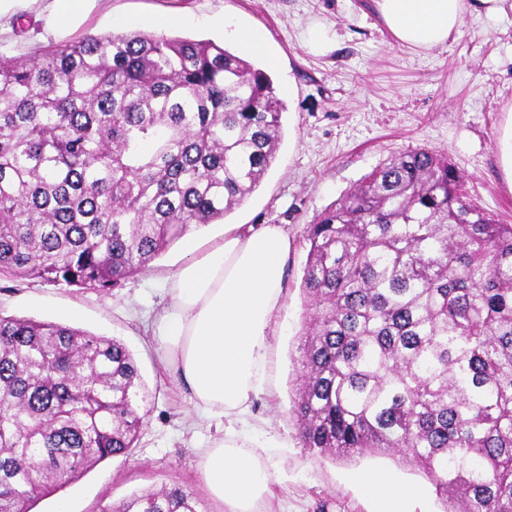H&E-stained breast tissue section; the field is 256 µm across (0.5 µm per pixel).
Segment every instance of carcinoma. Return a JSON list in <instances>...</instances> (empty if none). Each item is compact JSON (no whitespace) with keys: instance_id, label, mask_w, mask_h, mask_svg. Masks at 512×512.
Masks as SVG:
<instances>
[{"instance_id":"obj_1","label":"carcinoma","mask_w":512,"mask_h":512,"mask_svg":"<svg viewBox=\"0 0 512 512\" xmlns=\"http://www.w3.org/2000/svg\"><path fill=\"white\" fill-rule=\"evenodd\" d=\"M268 74L140 31L0 55V277L106 292L261 184L282 140ZM429 149L307 227L293 415L339 460L402 454L445 512H512V224ZM114 338L0 314V512L125 455L147 415ZM66 481H60V477ZM106 512H198L173 483Z\"/></svg>"}]
</instances>
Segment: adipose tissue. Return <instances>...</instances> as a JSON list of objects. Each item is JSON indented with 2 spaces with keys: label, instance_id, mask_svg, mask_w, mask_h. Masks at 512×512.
Returning a JSON list of instances; mask_svg holds the SVG:
<instances>
[{
  "label": "adipose tissue",
  "instance_id": "adipose-tissue-1",
  "mask_svg": "<svg viewBox=\"0 0 512 512\" xmlns=\"http://www.w3.org/2000/svg\"><path fill=\"white\" fill-rule=\"evenodd\" d=\"M387 30L405 47L430 49L460 34L466 13L506 16L512 0H376ZM185 262L168 278L157 318L166 368L198 414L245 423L268 373V338L286 288L291 239L280 224L225 231L201 246L184 237ZM228 442L201 451L200 475L225 512H255L272 474L253 449Z\"/></svg>",
  "mask_w": 512,
  "mask_h": 512
}]
</instances>
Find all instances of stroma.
I'll list each match as a JSON object with an SVG mask.
<instances>
[{
	"instance_id": "35a3bbf8",
	"label": "stroma",
	"mask_w": 512,
	"mask_h": 512,
	"mask_svg": "<svg viewBox=\"0 0 512 512\" xmlns=\"http://www.w3.org/2000/svg\"><path fill=\"white\" fill-rule=\"evenodd\" d=\"M51 0H24L0 14V54L28 57L41 47L88 34L157 33L211 39L230 50L234 28L256 30L264 53L253 61L283 101V137L268 174L223 222L197 228L202 243L234 224L284 225L293 240L283 303L269 338L271 366L241 445L257 449L272 473V494L256 512H381L360 483L367 471L391 473L409 488V512H444L428 479L390 457L335 460L304 448L293 418L291 380L306 309L301 283L314 218L391 156L426 148L443 153L462 189L493 219L512 224V171L500 143L512 133V14H465L460 35L428 50L398 45L374 0H96L76 25L56 29ZM330 43L317 50L312 26ZM173 243L142 274L106 293L34 280L0 279V314L58 321L76 311L73 327L120 340L134 355L149 395L139 440L40 500L33 512H102L131 494L178 482L192 489L199 512H224L199 469V453L224 432L201 420L186 392L163 368L154 318L167 300L166 279L181 259Z\"/></svg>"
}]
</instances>
